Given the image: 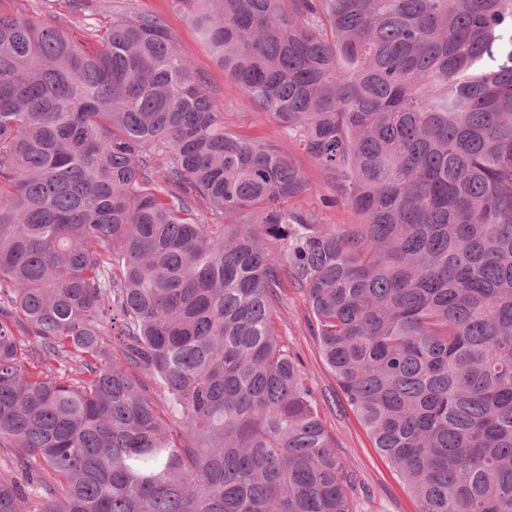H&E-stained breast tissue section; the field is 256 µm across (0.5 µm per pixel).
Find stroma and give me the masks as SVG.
Here are the masks:
<instances>
[{
	"label": "stroma",
	"instance_id": "stroma-1",
	"mask_svg": "<svg viewBox=\"0 0 512 512\" xmlns=\"http://www.w3.org/2000/svg\"><path fill=\"white\" fill-rule=\"evenodd\" d=\"M131 5L164 18L173 40L206 82L216 111L224 115L226 131L275 149L298 169L310 189L289 200V208L310 212L323 224L359 223V214L337 195L317 160L295 139L289 138L276 116L258 111L240 86L225 76L223 68L200 41L180 0H112V10L118 14L126 12ZM0 14H22L36 21L52 16L80 40L86 39L88 26L101 21L96 13V0H81L76 6L71 0H0ZM278 295L272 311L274 329L297 360L317 401L329 443L346 465L344 488L351 512H419L416 499L378 454L326 365L319 340L311 330L306 290L286 277Z\"/></svg>",
	"mask_w": 512,
	"mask_h": 512
}]
</instances>
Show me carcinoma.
Here are the masks:
<instances>
[{"label":"carcinoma","mask_w":512,"mask_h":512,"mask_svg":"<svg viewBox=\"0 0 512 512\" xmlns=\"http://www.w3.org/2000/svg\"><path fill=\"white\" fill-rule=\"evenodd\" d=\"M181 2L362 222L283 207L161 16L0 15V512H350L285 261L419 512H512V0Z\"/></svg>","instance_id":"1"}]
</instances>
